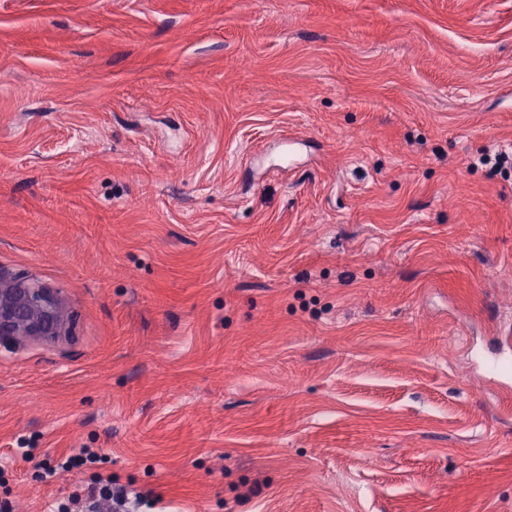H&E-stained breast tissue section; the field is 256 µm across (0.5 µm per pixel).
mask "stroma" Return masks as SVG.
<instances>
[{
    "label": "stroma",
    "instance_id": "stroma-1",
    "mask_svg": "<svg viewBox=\"0 0 512 512\" xmlns=\"http://www.w3.org/2000/svg\"><path fill=\"white\" fill-rule=\"evenodd\" d=\"M512 0H0V461L160 512H512ZM91 481L21 464L0 505ZM64 321L60 303L48 288L22 279L0 277V338L61 336ZM106 455L101 450L95 448H81L78 454L66 457L61 462L58 461L52 465L50 460H41L33 465L38 470H42L41 478H54L55 476L69 472L72 469L85 467L87 469L97 468L105 463Z\"/></svg>",
    "mask_w": 512,
    "mask_h": 512
}]
</instances>
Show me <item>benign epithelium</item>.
<instances>
[{
  "instance_id": "obj_1",
  "label": "benign epithelium",
  "mask_w": 512,
  "mask_h": 512,
  "mask_svg": "<svg viewBox=\"0 0 512 512\" xmlns=\"http://www.w3.org/2000/svg\"><path fill=\"white\" fill-rule=\"evenodd\" d=\"M60 303L48 288L22 279L0 277V338L34 336L54 339L62 334Z\"/></svg>"
}]
</instances>
